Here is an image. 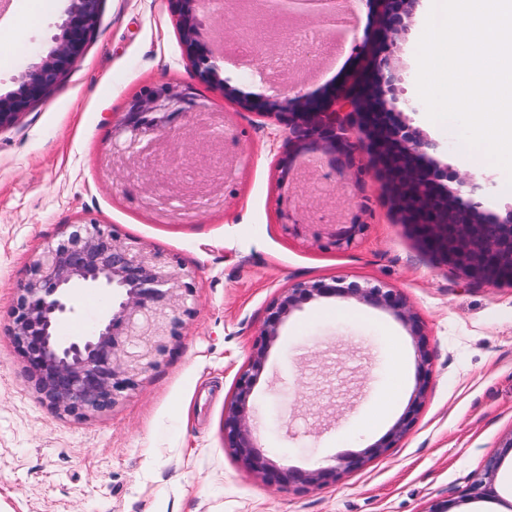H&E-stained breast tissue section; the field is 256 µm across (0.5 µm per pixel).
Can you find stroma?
I'll return each mask as SVG.
<instances>
[{
  "instance_id": "1",
  "label": "stroma",
  "mask_w": 512,
  "mask_h": 512,
  "mask_svg": "<svg viewBox=\"0 0 512 512\" xmlns=\"http://www.w3.org/2000/svg\"><path fill=\"white\" fill-rule=\"evenodd\" d=\"M433 0H415L391 53L408 122L439 142L449 172L469 169V148L451 125L430 122L417 91V46ZM68 0H0V95L60 33ZM341 49L306 57L275 78L224 62L223 87L199 83L170 0H103L84 55L48 98L0 130V512H512V283L467 280L422 249L370 174L362 190L325 195L327 165L298 157L282 183L285 148L274 116L240 99L299 82L320 95L370 58L367 37L383 10L357 0ZM194 87L199 104L224 115L242 151L230 182L207 189L223 205L192 218L162 216L113 188L103 160L128 101L144 86ZM367 208L357 211L359 196ZM302 205L313 224L359 216L364 235L325 248L312 231L295 235L278 210ZM95 220L162 251L193 275V312L169 353L109 410L62 415L36 393L9 333L29 265L70 224ZM343 278L396 289L418 319L410 335L391 312L352 299L321 298L292 311L254 389L260 453L311 470L386 437L408 407L418 357L429 382L413 427L363 468L321 486L274 485L224 447V410L247 365L271 303L299 281ZM62 325L88 333L103 299L81 290ZM403 374L383 423L376 407ZM501 459L492 493L467 488L489 456Z\"/></svg>"
}]
</instances>
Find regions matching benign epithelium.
Returning a JSON list of instances; mask_svg holds the SVG:
<instances>
[{
    "label": "benign epithelium",
    "mask_w": 512,
    "mask_h": 512,
    "mask_svg": "<svg viewBox=\"0 0 512 512\" xmlns=\"http://www.w3.org/2000/svg\"><path fill=\"white\" fill-rule=\"evenodd\" d=\"M103 0H70L61 23V35L39 60L20 73L17 88L0 96V130L14 125L29 109L45 100L82 57L100 19ZM196 78L203 84L221 82L224 53L198 37L200 15L211 0H170ZM347 0H258L260 8L280 16L301 14L326 27L344 12ZM413 0H385L379 26L371 42L380 48L393 44L404 28ZM375 83L381 106L373 114L361 101L366 84ZM390 59L374 53L368 71L347 76L339 87L307 95L298 84L274 90L268 97L245 98L247 112L273 114L283 126L287 150L279 159L280 177H292L296 155L320 153L333 160L332 175L361 184L366 170L357 162L358 149L395 195L402 217L422 248L466 277L500 282L512 269V215L486 217L492 201V183L473 170L448 176V165L434 155L438 142L425 137L402 119ZM195 96L189 87L169 83L146 87L127 104L112 140L106 169H127L131 158L153 149L173 132V122L188 114L196 117ZM463 220L446 221L448 204ZM301 207L280 208L281 224L292 233L302 229ZM366 225L353 220L328 233L326 248L345 249L364 234ZM77 286L109 297L102 320L87 336L60 335L63 320L72 312V290ZM193 277L174 268L162 252L133 238H121L93 221L68 226L61 239L47 244L32 261L26 281L18 288L10 336L24 356L37 392L62 414L83 417L112 407L122 393L155 366L178 336L194 303ZM319 298L354 299L393 313L409 334L421 335V326L403 297L393 288L347 281L344 278L298 282L275 301L258 334L248 365L236 377L235 391L224 411V447L271 484L319 486L343 472L358 470L403 438L414 423L425 397L429 368L426 357L418 364V380L411 402L386 438L361 452L337 457V464L314 470L277 465L256 451L257 425L253 394L268 351L280 336L290 313ZM500 459L488 458L470 487V494L492 492Z\"/></svg>",
    "instance_id": "1"
}]
</instances>
